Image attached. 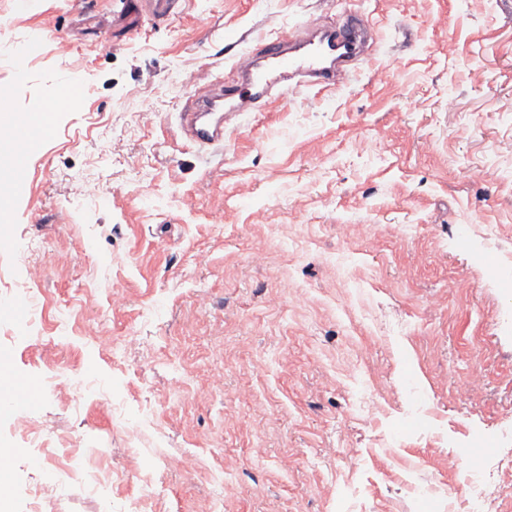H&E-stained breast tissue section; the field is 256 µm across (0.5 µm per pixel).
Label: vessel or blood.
I'll use <instances>...</instances> for the list:
<instances>
[{
	"instance_id": "1",
	"label": "vessel or blood",
	"mask_w": 512,
	"mask_h": 512,
	"mask_svg": "<svg viewBox=\"0 0 512 512\" xmlns=\"http://www.w3.org/2000/svg\"><path fill=\"white\" fill-rule=\"evenodd\" d=\"M371 25L352 14L311 19L289 35H275L236 55L230 66L231 81L208 84L206 93L190 92L180 112V129L188 140L202 147L224 143V122L230 111L247 117L262 103L285 98L293 90H337L354 75L353 63L362 54ZM29 191L25 169L15 166L1 206L23 198ZM29 302L21 296L0 298V316L13 322L17 333H26ZM37 403L34 389L0 392V414L22 415Z\"/></svg>"
}]
</instances>
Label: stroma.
<instances>
[{"label":"stroma","mask_w":512,"mask_h":512,"mask_svg":"<svg viewBox=\"0 0 512 512\" xmlns=\"http://www.w3.org/2000/svg\"><path fill=\"white\" fill-rule=\"evenodd\" d=\"M498 0H0L12 110L91 93L15 129L28 196L0 234V296L45 328L0 357L58 371L12 457L11 512H470L466 474L512 453V21ZM379 20L349 87L301 88L183 138L186 89L324 13ZM70 42L56 55L58 39ZM473 232L472 248L459 244ZM223 385L212 390L214 374ZM467 391H460L464 379ZM371 392L379 410L359 401ZM476 436L489 448H459ZM82 455L108 498L51 479ZM71 86L72 83L68 85L67 92L65 94L56 90H52L46 94L39 103L36 112L30 113L26 117L25 123L33 125L36 130H38V128H46L48 125H52L57 114V107L68 95Z\"/></svg>","instance_id":"stroma-1"}]
</instances>
